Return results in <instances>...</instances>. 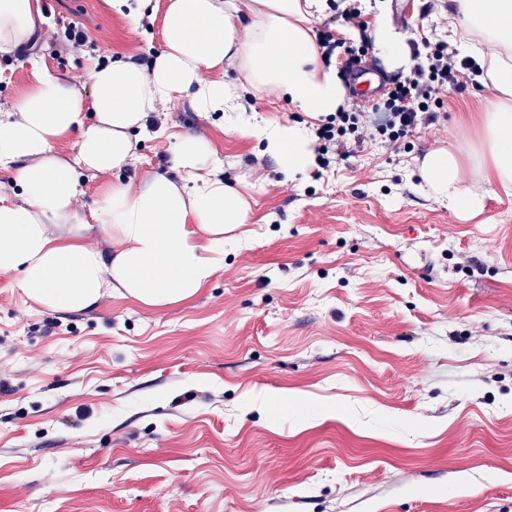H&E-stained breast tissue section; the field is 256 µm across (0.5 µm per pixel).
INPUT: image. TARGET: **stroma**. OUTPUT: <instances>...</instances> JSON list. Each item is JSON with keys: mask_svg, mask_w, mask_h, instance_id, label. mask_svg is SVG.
Returning <instances> with one entry per match:
<instances>
[{"mask_svg": "<svg viewBox=\"0 0 512 512\" xmlns=\"http://www.w3.org/2000/svg\"><path fill=\"white\" fill-rule=\"evenodd\" d=\"M384 2L408 49L457 50L449 0ZM164 3L142 38L106 0H40L37 56L92 100L95 64L162 50ZM325 22L347 40L333 64L379 57L374 11ZM29 56L0 52V113L31 87ZM492 96L467 78L433 123L348 143L299 184L222 114L159 106L132 172L167 170L176 138L203 134L250 221L214 278L164 307L114 291L58 312L0 272V512H512V191L472 155ZM244 105L306 118L274 92ZM437 148L462 152L482 210L420 189Z\"/></svg>", "mask_w": 512, "mask_h": 512, "instance_id": "stroma-1", "label": "stroma"}]
</instances>
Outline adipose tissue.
<instances>
[{
	"label": "adipose tissue",
	"instance_id": "1",
	"mask_svg": "<svg viewBox=\"0 0 512 512\" xmlns=\"http://www.w3.org/2000/svg\"><path fill=\"white\" fill-rule=\"evenodd\" d=\"M448 25L463 52L480 56L478 80L496 94L483 117L487 176L512 187V0H451ZM327 0H168L162 51L150 64L115 60L96 69L85 102L40 61L35 85L13 111L0 113V167L12 168L21 203L0 192V271L17 276L24 293L52 310L81 311L116 290L148 307L192 298L224 264V246L248 224V197L217 172L223 160L209 139L183 135L171 149L172 175L126 176L132 133L158 107L180 98L193 111L223 113L229 131L256 139L285 180H303L315 164L306 124H268L245 116L241 91L272 90L301 111H336L344 88L323 65L310 20ZM36 0H0V51L26 42L44 24ZM482 30L489 47L472 43ZM235 70V81L224 79ZM76 139L77 162L53 144ZM112 175L92 217L120 244L112 254L63 233L82 223L75 208L78 170ZM456 152L435 149L421 165L424 191L451 207L476 211L483 198L466 189Z\"/></svg>",
	"mask_w": 512,
	"mask_h": 512
}]
</instances>
